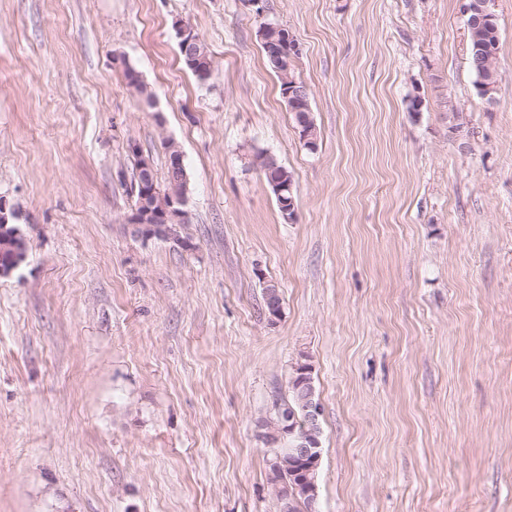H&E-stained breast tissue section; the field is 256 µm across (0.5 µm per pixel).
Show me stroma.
Listing matches in <instances>:
<instances>
[{"instance_id":"35a3bbf8","label":"stroma","mask_w":512,"mask_h":512,"mask_svg":"<svg viewBox=\"0 0 512 512\" xmlns=\"http://www.w3.org/2000/svg\"><path fill=\"white\" fill-rule=\"evenodd\" d=\"M493 10L488 100L460 0H0V196L27 247L0 277V512H278L261 435L303 360L315 512H512V0ZM263 22L299 43L317 150ZM167 139L189 251L126 222L134 155L165 181ZM175 29L179 39L178 46L180 54L182 53V55L186 57L190 65L201 66L202 63H205L201 67H207L213 70V59L199 56L200 51H198L197 46L199 45L200 38L195 34L193 28L185 23L178 22L175 25ZM256 159H257V161H259L258 166L263 171L266 179H267L268 172H270L272 175L277 174L280 176H285L287 181L289 179V181L286 182V181H284V178H278L277 176H275V177L269 176V186L272 189V192L274 193L275 198L277 199L276 201L282 202L284 218H285V220L288 221L289 220L288 212L292 211L293 208L295 207L294 192H293V198L290 197L287 202L285 201V197L287 195L289 197V194L291 196L292 190H293V186L291 184V182L293 183V181H292L290 172H288V170L284 166L280 165L278 163V161L275 158H273L272 156H269L266 154H259V155H257ZM290 180H291V182H290ZM278 202H277V205H278ZM288 204H289V206H288ZM278 209L280 211L279 205H278Z\"/></svg>"}]
</instances>
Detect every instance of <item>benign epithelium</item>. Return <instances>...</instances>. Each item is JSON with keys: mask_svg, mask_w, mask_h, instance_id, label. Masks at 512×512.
<instances>
[{"mask_svg": "<svg viewBox=\"0 0 512 512\" xmlns=\"http://www.w3.org/2000/svg\"><path fill=\"white\" fill-rule=\"evenodd\" d=\"M462 13L466 17L469 27H479L493 19V15L486 5L477 0H462ZM179 50L192 66L201 64L211 69L213 60L199 55L197 46L200 38L193 28L185 23L175 25ZM141 182L139 202L134 206L132 213L127 217L131 232L137 237L147 239L162 238L176 242L181 248L190 250L193 245L180 238L177 227L185 222L187 217V193H171L167 199L159 202V190L153 179V165L150 158L140 156ZM269 186L277 201L282 203L283 214H288L295 207L293 199L287 198L292 193L291 182L282 178L269 177ZM321 415V405L317 400H309L303 410V418L297 414L285 412L284 417L288 424V432L293 436L294 443L288 448V457L303 465L297 473L298 484L308 493V507H313L317 496L316 474L321 458L320 443L309 438L307 428L318 425Z\"/></svg>", "mask_w": 512, "mask_h": 512, "instance_id": "7a95c632", "label": "benign epithelium"}]
</instances>
